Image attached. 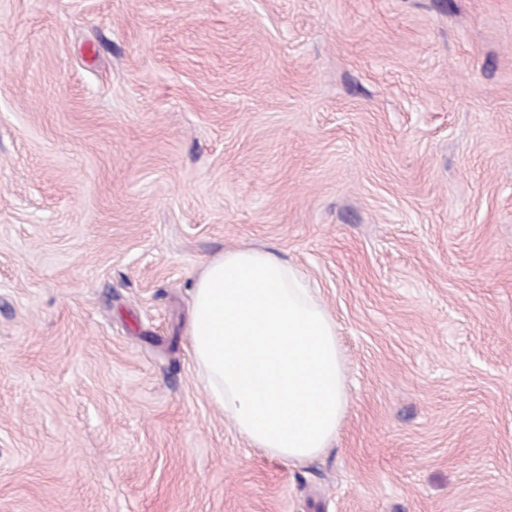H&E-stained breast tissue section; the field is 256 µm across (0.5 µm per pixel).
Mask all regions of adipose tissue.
Here are the masks:
<instances>
[{"label": "adipose tissue", "instance_id": "1", "mask_svg": "<svg viewBox=\"0 0 512 512\" xmlns=\"http://www.w3.org/2000/svg\"><path fill=\"white\" fill-rule=\"evenodd\" d=\"M189 334L212 401L254 446L318 454L346 403L335 325L303 274L275 253L227 251L191 290Z\"/></svg>", "mask_w": 512, "mask_h": 512}]
</instances>
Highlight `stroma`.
<instances>
[{"mask_svg":"<svg viewBox=\"0 0 512 512\" xmlns=\"http://www.w3.org/2000/svg\"><path fill=\"white\" fill-rule=\"evenodd\" d=\"M246 247L336 325L301 463L197 375ZM0 512H512V0H0Z\"/></svg>","mask_w":512,"mask_h":512,"instance_id":"35a3bbf8","label":"stroma"}]
</instances>
